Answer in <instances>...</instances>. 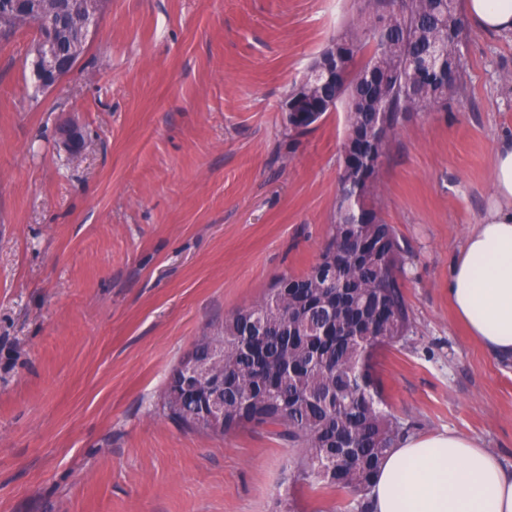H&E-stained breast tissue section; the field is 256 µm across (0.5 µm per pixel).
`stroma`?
Masks as SVG:
<instances>
[{"label":"stroma","mask_w":512,"mask_h":512,"mask_svg":"<svg viewBox=\"0 0 512 512\" xmlns=\"http://www.w3.org/2000/svg\"><path fill=\"white\" fill-rule=\"evenodd\" d=\"M371 22L365 0H105L47 89L35 29L0 42V512H352V492L294 482L299 450L267 429H184L160 406L207 327L316 262L348 108L294 138L282 104ZM461 52L464 88L409 112L380 167L416 333L379 362L388 412L511 468L512 361L458 322L448 270L512 133V33L468 23Z\"/></svg>","instance_id":"1"}]
</instances>
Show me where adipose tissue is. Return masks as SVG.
I'll return each instance as SVG.
<instances>
[{"label":"adipose tissue","instance_id":"obj_1","mask_svg":"<svg viewBox=\"0 0 512 512\" xmlns=\"http://www.w3.org/2000/svg\"><path fill=\"white\" fill-rule=\"evenodd\" d=\"M463 7L484 31L512 33V0ZM448 297L490 355L512 357V138L496 145L493 190L452 260ZM370 496L373 512H512V469L465 434H413L384 458Z\"/></svg>","mask_w":512,"mask_h":512}]
</instances>
